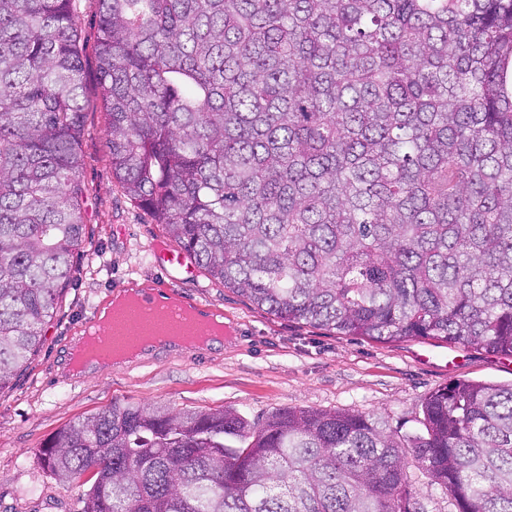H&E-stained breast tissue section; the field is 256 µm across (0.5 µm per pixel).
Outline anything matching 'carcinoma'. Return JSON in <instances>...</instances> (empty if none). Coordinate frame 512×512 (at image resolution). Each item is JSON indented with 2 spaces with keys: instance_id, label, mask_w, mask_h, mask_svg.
<instances>
[{
  "instance_id": "1",
  "label": "carcinoma",
  "mask_w": 512,
  "mask_h": 512,
  "mask_svg": "<svg viewBox=\"0 0 512 512\" xmlns=\"http://www.w3.org/2000/svg\"><path fill=\"white\" fill-rule=\"evenodd\" d=\"M112 175L278 318L512 356V0H98ZM72 0H0V391L86 225ZM403 439L371 414L112 405L42 446L82 512H512V383L458 379Z\"/></svg>"
}]
</instances>
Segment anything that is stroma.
Instances as JSON below:
<instances>
[{"instance_id":"obj_1","label":"stroma","mask_w":512,"mask_h":512,"mask_svg":"<svg viewBox=\"0 0 512 512\" xmlns=\"http://www.w3.org/2000/svg\"><path fill=\"white\" fill-rule=\"evenodd\" d=\"M84 70L80 180L88 190L83 253L43 330L44 341L0 392V512H81L83 483L56 480L41 447L62 426L127 402L206 411L230 407L250 422L283 407L370 413L401 435L418 429L421 404L458 379L512 382V357L408 340L380 344L292 323L197 273L171 283L150 248L166 236L112 177L96 85L97 0H73ZM173 285L185 300L223 312L231 333L218 349L169 351L74 375L73 344L95 308L122 288Z\"/></svg>"}]
</instances>
